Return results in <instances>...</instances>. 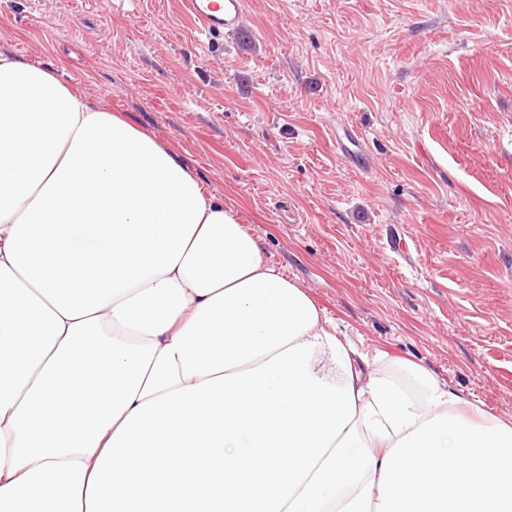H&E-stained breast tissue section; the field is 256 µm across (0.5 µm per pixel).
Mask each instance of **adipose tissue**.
<instances>
[{"instance_id":"adipose-tissue-1","label":"adipose tissue","mask_w":512,"mask_h":512,"mask_svg":"<svg viewBox=\"0 0 512 512\" xmlns=\"http://www.w3.org/2000/svg\"><path fill=\"white\" fill-rule=\"evenodd\" d=\"M0 512H512V422L358 351L173 153L0 52Z\"/></svg>"}]
</instances>
